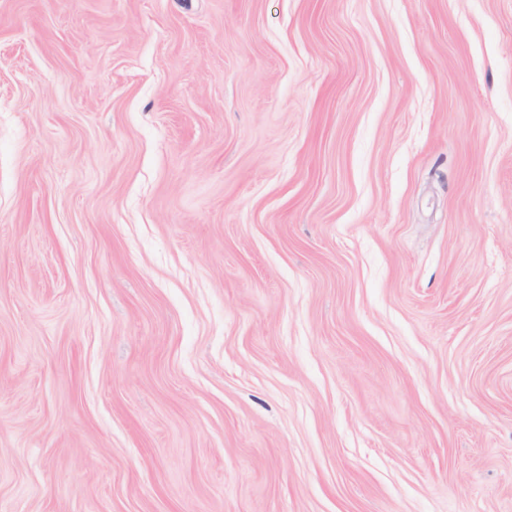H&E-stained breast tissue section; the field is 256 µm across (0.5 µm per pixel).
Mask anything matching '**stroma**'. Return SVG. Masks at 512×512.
I'll use <instances>...</instances> for the list:
<instances>
[{"label":"stroma","mask_w":512,"mask_h":512,"mask_svg":"<svg viewBox=\"0 0 512 512\" xmlns=\"http://www.w3.org/2000/svg\"><path fill=\"white\" fill-rule=\"evenodd\" d=\"M0 512H512V0H0Z\"/></svg>","instance_id":"35a3bbf8"}]
</instances>
